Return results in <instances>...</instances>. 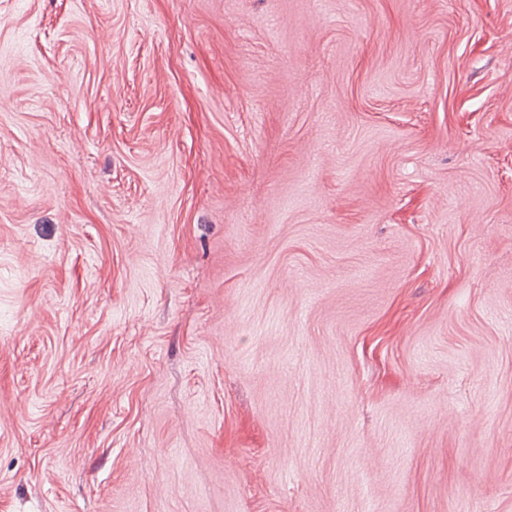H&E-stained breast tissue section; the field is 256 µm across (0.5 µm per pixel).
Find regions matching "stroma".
Segmentation results:
<instances>
[{"label": "stroma", "instance_id": "obj_1", "mask_svg": "<svg viewBox=\"0 0 512 512\" xmlns=\"http://www.w3.org/2000/svg\"><path fill=\"white\" fill-rule=\"evenodd\" d=\"M0 512H512V0H0Z\"/></svg>", "mask_w": 512, "mask_h": 512}]
</instances>
